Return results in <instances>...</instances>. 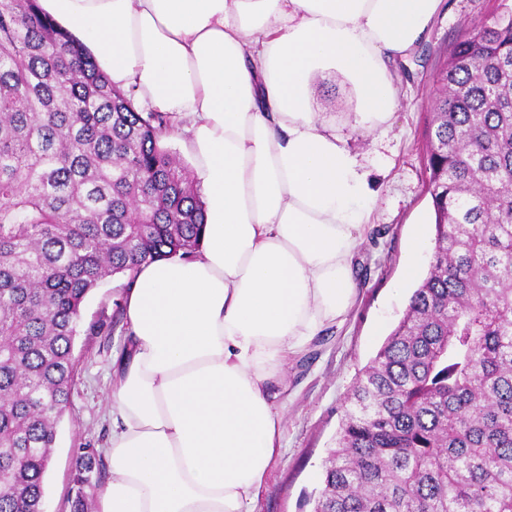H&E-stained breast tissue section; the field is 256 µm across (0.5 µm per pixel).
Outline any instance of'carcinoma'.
<instances>
[{
    "label": "carcinoma",
    "instance_id": "cac0c4a2",
    "mask_svg": "<svg viewBox=\"0 0 512 512\" xmlns=\"http://www.w3.org/2000/svg\"><path fill=\"white\" fill-rule=\"evenodd\" d=\"M440 79L428 270L352 385L313 512H512V13ZM168 130L38 0H0V512L41 506L88 295L200 246Z\"/></svg>",
    "mask_w": 512,
    "mask_h": 512
}]
</instances>
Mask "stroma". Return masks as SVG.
<instances>
[{
	"label": "stroma",
	"instance_id": "stroma-1",
	"mask_svg": "<svg viewBox=\"0 0 512 512\" xmlns=\"http://www.w3.org/2000/svg\"><path fill=\"white\" fill-rule=\"evenodd\" d=\"M512 9V0H443L431 29L392 66L398 107L387 134L374 139L349 114L354 90L326 69L313 85L314 104L334 124L348 148L374 172L373 229L357 257V295L346 323L330 327L283 369V448L253 512H312L322 487L323 466L358 372L376 355L402 319L409 292L394 291L413 230L433 221L427 170L432 90L459 38L481 21ZM125 278L104 280L87 297L74 340L75 372L70 404L59 424L45 478L46 512H71L79 449H102L111 429L112 362L122 354L125 325L115 312Z\"/></svg>",
	"mask_w": 512,
	"mask_h": 512
}]
</instances>
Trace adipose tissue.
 I'll list each match as a JSON object with an SVG mask.
<instances>
[{"label": "adipose tissue", "mask_w": 512, "mask_h": 512, "mask_svg": "<svg viewBox=\"0 0 512 512\" xmlns=\"http://www.w3.org/2000/svg\"><path fill=\"white\" fill-rule=\"evenodd\" d=\"M111 84L184 124L201 250L142 265L113 370L112 479L98 512H252L283 440L288 360L342 325L375 204L370 172L316 111L325 64L381 132L389 64L441 0H42Z\"/></svg>", "instance_id": "ef3b65f1"}]
</instances>
